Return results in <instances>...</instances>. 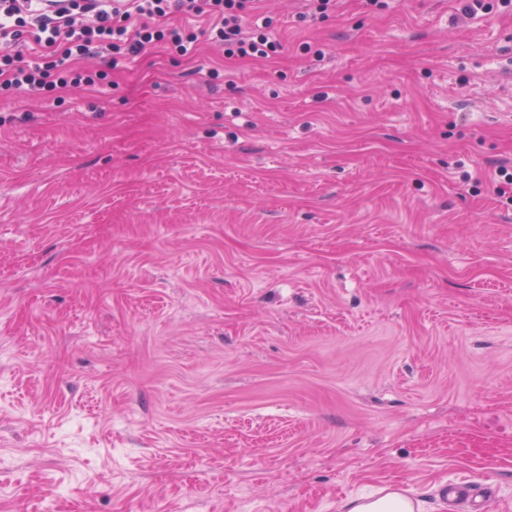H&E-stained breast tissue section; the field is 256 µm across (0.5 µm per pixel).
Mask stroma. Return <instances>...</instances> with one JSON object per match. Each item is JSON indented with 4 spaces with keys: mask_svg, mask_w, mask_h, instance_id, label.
Returning <instances> with one entry per match:
<instances>
[{
    "mask_svg": "<svg viewBox=\"0 0 512 512\" xmlns=\"http://www.w3.org/2000/svg\"><path fill=\"white\" fill-rule=\"evenodd\" d=\"M259 6L0 90V512H512V10ZM345 512H413L412 500L400 491H390L385 495L371 499L357 497L349 500Z\"/></svg>",
    "mask_w": 512,
    "mask_h": 512,
    "instance_id": "1",
    "label": "stroma"
}]
</instances>
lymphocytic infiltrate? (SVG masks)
Instances as JSON below:
<instances>
[{"mask_svg": "<svg viewBox=\"0 0 512 512\" xmlns=\"http://www.w3.org/2000/svg\"><path fill=\"white\" fill-rule=\"evenodd\" d=\"M255 9L254 0H0V75L6 88L44 97L99 83L100 74L71 68V61L99 56L116 66L161 45L186 57L202 37L223 48L225 59H268L280 50L272 18L242 27ZM173 14L203 17L210 26L198 33L168 25ZM29 41L44 54L26 63L19 48Z\"/></svg>", "mask_w": 512, "mask_h": 512, "instance_id": "1", "label": "lymphocytic infiltrate"}]
</instances>
